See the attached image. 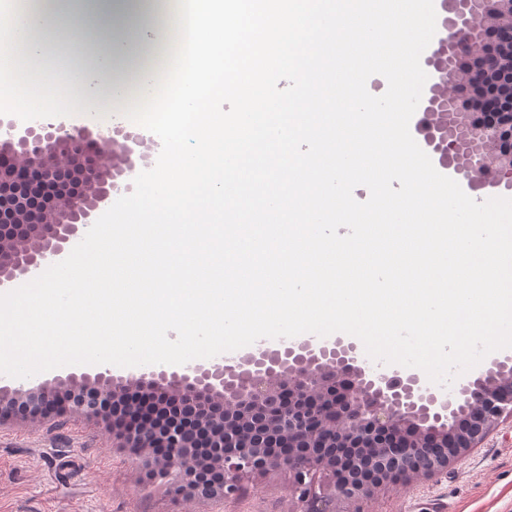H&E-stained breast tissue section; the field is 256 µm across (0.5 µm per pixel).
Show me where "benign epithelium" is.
<instances>
[{
	"instance_id": "benign-epithelium-1",
	"label": "benign epithelium",
	"mask_w": 512,
	"mask_h": 512,
	"mask_svg": "<svg viewBox=\"0 0 512 512\" xmlns=\"http://www.w3.org/2000/svg\"><path fill=\"white\" fill-rule=\"evenodd\" d=\"M446 13L439 49L424 64L444 75L465 65L477 80L438 81L419 108L418 145L446 174L469 188L512 189V107L498 91L476 97L486 76L512 69V0H442ZM480 49L465 55L450 34ZM147 138L132 129L92 133L65 124L0 120V237L41 239L26 252L0 249V276L8 283L64 252L80 227L112 195L133 190ZM353 342L305 340L284 349L259 345L238 358L138 375L111 371L70 373L29 384L0 386V420L46 421L68 416L92 422L129 450L144 477L163 482L182 501H222L278 470L288 471L301 512H364L361 505L390 486L430 477L476 447L512 416V357L494 358L447 394L415 373L369 368ZM137 392L177 415L157 425L114 428L115 403ZM205 424L222 448L201 462L185 435L187 421ZM276 430L294 450L286 456L247 451L253 430ZM354 443V473L341 480L336 457L314 450V441ZM157 447L170 448L162 457Z\"/></svg>"
}]
</instances>
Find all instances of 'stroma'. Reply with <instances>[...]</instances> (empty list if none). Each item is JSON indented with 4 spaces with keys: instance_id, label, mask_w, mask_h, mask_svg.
<instances>
[{
    "instance_id": "obj_1",
    "label": "stroma",
    "mask_w": 512,
    "mask_h": 512,
    "mask_svg": "<svg viewBox=\"0 0 512 512\" xmlns=\"http://www.w3.org/2000/svg\"><path fill=\"white\" fill-rule=\"evenodd\" d=\"M126 100H107L95 88L79 91L69 101L45 97L36 118L47 123L112 126L126 112ZM102 229L95 264H86L82 241L60 259L73 267L57 288L64 292L95 286L114 287L113 271L124 253L112 246V208L95 218ZM474 357L464 365L448 363L425 371L411 352L404 366L418 373L433 390H453L461 374H474L481 364ZM140 469L125 449L115 447L102 429L69 417L47 421L32 432L14 423L0 424V512H300L284 473L268 475L259 488L247 489L227 502L185 503L162 490L143 489ZM368 512H512V417H507L476 448L451 463L447 471L376 493Z\"/></svg>"
}]
</instances>
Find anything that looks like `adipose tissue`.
<instances>
[{
  "mask_svg": "<svg viewBox=\"0 0 512 512\" xmlns=\"http://www.w3.org/2000/svg\"><path fill=\"white\" fill-rule=\"evenodd\" d=\"M276 4L274 21L267 26L253 15L225 16L212 0H186L190 36L174 79L162 91L147 78L173 34L169 0H26L22 14L0 23V75L11 78V108H19L22 97L50 90L68 95L74 82L93 71L105 97L139 84V108L154 114L155 132L169 154H176L182 143H194L183 177L160 185L161 203L150 213L154 233L139 241L121 267L118 277L126 287L112 304L162 310L177 325L192 319L201 306L229 327L228 333L193 345L162 328L110 338L85 335L76 324L65 339L48 340L46 308L67 311L75 303L72 295L54 291L68 272L54 261L48 276H27L18 287L0 292L1 367L70 365L102 357L116 363L162 356L184 361L223 351L245 322L258 340L283 322L297 336L313 328L348 332L367 353L397 363L412 349L426 359L450 354L463 362L512 337V222L483 210L477 224H470L469 205L440 188L412 184L406 205L421 214L449 210L457 216L459 230L443 240L444 250L467 258L453 292L422 277L400 286L384 284L378 291L384 299L378 324L363 307L364 289L333 288L338 272L325 260L328 247L318 228L339 215L329 203L337 180L332 153L336 124L331 113L307 105L310 97L333 96L331 88L315 82L320 60L312 51L319 43L335 44L339 32L361 28L365 15L360 0ZM67 23L73 26L72 36L64 40L59 30ZM229 24L252 28L266 62L288 65L297 77L288 98L245 95L249 122L239 136L248 147L244 156L228 153L224 131H204L213 101L236 80L223 65ZM298 136L312 144L306 154L291 149ZM271 156L279 157L289 173L279 190L288 202L280 223L241 224L234 239H225L223 225L206 223L204 214L223 211L228 203L236 213H248L249 202L231 201V187L239 175L254 172ZM303 266L310 273L309 286L297 291L291 280ZM477 268L484 277H474ZM218 269L244 280V287H216ZM411 321L427 322L430 328L398 336L397 327Z\"/></svg>",
  "mask_w": 512,
  "mask_h": 512,
  "instance_id": "adipose-tissue-1",
  "label": "adipose tissue"
}]
</instances>
